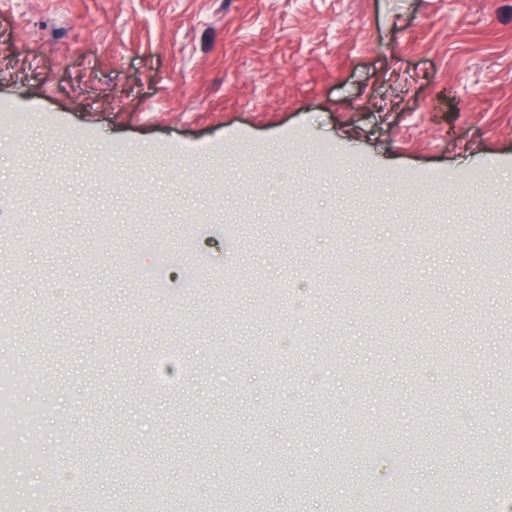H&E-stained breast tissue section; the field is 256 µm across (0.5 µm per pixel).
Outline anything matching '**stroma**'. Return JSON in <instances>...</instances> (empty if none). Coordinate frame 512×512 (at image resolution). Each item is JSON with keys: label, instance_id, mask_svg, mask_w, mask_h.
Returning a JSON list of instances; mask_svg holds the SVG:
<instances>
[{"label": "stroma", "instance_id": "obj_1", "mask_svg": "<svg viewBox=\"0 0 512 512\" xmlns=\"http://www.w3.org/2000/svg\"><path fill=\"white\" fill-rule=\"evenodd\" d=\"M4 112L41 118L0 122V374L45 405L18 497L409 512L452 470L466 512L476 464L512 489V0H0ZM443 357L462 384L418 388ZM447 397L474 422L444 459Z\"/></svg>", "mask_w": 512, "mask_h": 512}]
</instances>
